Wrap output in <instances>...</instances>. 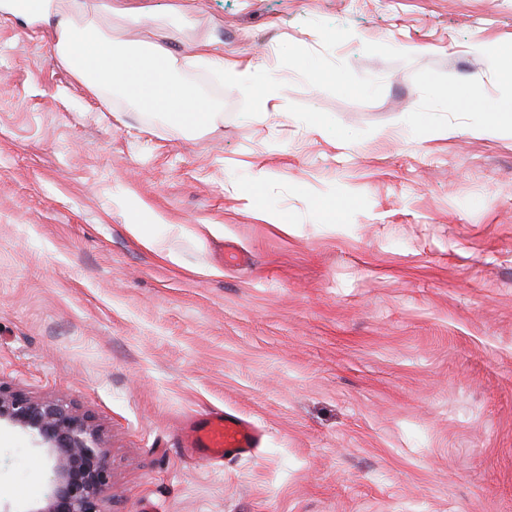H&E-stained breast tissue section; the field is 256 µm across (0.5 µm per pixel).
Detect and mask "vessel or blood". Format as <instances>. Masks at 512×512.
<instances>
[{
  "label": "vessel or blood",
  "mask_w": 512,
  "mask_h": 512,
  "mask_svg": "<svg viewBox=\"0 0 512 512\" xmlns=\"http://www.w3.org/2000/svg\"><path fill=\"white\" fill-rule=\"evenodd\" d=\"M263 437V430L251 420L218 409L184 424L180 448L186 456L221 462L256 452Z\"/></svg>",
  "instance_id": "1"
}]
</instances>
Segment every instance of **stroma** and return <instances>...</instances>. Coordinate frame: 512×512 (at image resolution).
Instances as JSON below:
<instances>
[{
	"mask_svg": "<svg viewBox=\"0 0 512 512\" xmlns=\"http://www.w3.org/2000/svg\"><path fill=\"white\" fill-rule=\"evenodd\" d=\"M180 3L269 112L103 102L0 15V382L94 418L112 512H512V0ZM213 407L261 448L183 458ZM51 477L0 428V501Z\"/></svg>",
	"mask_w": 512,
	"mask_h": 512,
	"instance_id": "stroma-1",
	"label": "stroma"
}]
</instances>
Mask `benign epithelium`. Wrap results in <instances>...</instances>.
Segmentation results:
<instances>
[{"instance_id":"obj_1","label":"benign epithelium","mask_w":512,"mask_h":512,"mask_svg":"<svg viewBox=\"0 0 512 512\" xmlns=\"http://www.w3.org/2000/svg\"><path fill=\"white\" fill-rule=\"evenodd\" d=\"M27 434L51 463L43 496L21 512H109L108 448L92 416L60 401L35 399L0 382V426Z\"/></svg>"}]
</instances>
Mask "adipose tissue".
<instances>
[{
  "label": "adipose tissue",
  "instance_id": "adipose-tissue-1",
  "mask_svg": "<svg viewBox=\"0 0 512 512\" xmlns=\"http://www.w3.org/2000/svg\"><path fill=\"white\" fill-rule=\"evenodd\" d=\"M2 13L21 17L31 27H50L56 60L94 94L102 97L119 87L131 107L164 113L186 127L203 126L209 119L210 103L193 94L181 77L182 58L156 41L130 48L113 34V17L128 16V9L109 0L94 10L86 0H0ZM193 58L218 65L225 81L253 89L255 112L268 111L275 85L257 87L255 71L225 58L221 40L197 37Z\"/></svg>",
  "mask_w": 512,
  "mask_h": 512
}]
</instances>
